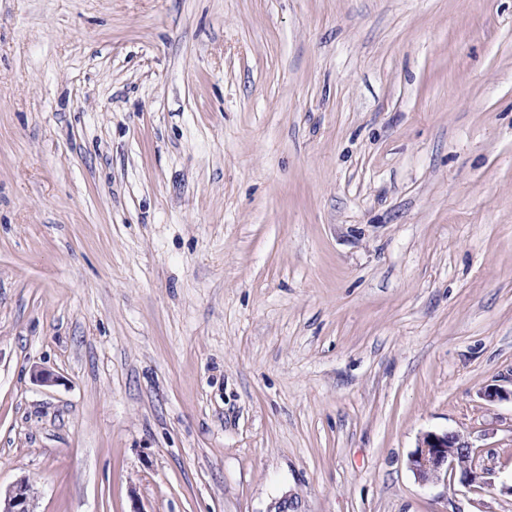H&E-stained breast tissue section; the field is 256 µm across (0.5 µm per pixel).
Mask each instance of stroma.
Segmentation results:
<instances>
[{
  "label": "stroma",
  "instance_id": "35a3bbf8",
  "mask_svg": "<svg viewBox=\"0 0 512 512\" xmlns=\"http://www.w3.org/2000/svg\"><path fill=\"white\" fill-rule=\"evenodd\" d=\"M510 377L512 0H0L1 488L512 512ZM409 468L423 484L459 483L472 492L492 486L490 470L479 458V449L458 431L427 432L409 457Z\"/></svg>",
  "mask_w": 512,
  "mask_h": 512
}]
</instances>
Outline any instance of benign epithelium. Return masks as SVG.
Masks as SVG:
<instances>
[{
	"label": "benign epithelium",
	"instance_id": "benign-epithelium-1",
	"mask_svg": "<svg viewBox=\"0 0 512 512\" xmlns=\"http://www.w3.org/2000/svg\"><path fill=\"white\" fill-rule=\"evenodd\" d=\"M488 403L512 402V386L489 384L481 393ZM409 468L423 484L455 481L473 492L492 485L490 470L479 458V449L458 431L427 432L409 457ZM0 512H35V491L27 479L0 494Z\"/></svg>",
	"mask_w": 512,
	"mask_h": 512
}]
</instances>
